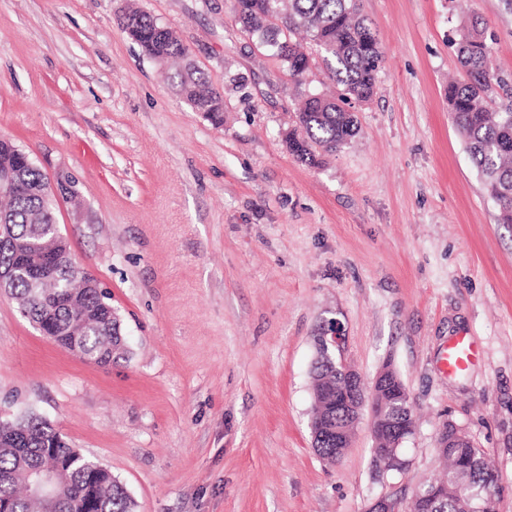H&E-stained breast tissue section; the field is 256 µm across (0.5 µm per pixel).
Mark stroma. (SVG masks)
<instances>
[{"mask_svg": "<svg viewBox=\"0 0 512 512\" xmlns=\"http://www.w3.org/2000/svg\"><path fill=\"white\" fill-rule=\"evenodd\" d=\"M171 27L224 96L194 111L121 27ZM383 67L359 133L319 166L283 133L294 83L233 0H0V138L74 181L56 215L110 295L130 353L103 367L48 340L0 292V418L35 412L104 463L137 512H366L439 472L462 429L512 512V225L497 221L452 124L461 20L512 85L507 0H361ZM340 320L365 378L391 362L415 431L378 478L359 424L336 464L312 448L316 336ZM468 337L478 356L442 367Z\"/></svg>", "mask_w": 512, "mask_h": 512, "instance_id": "35a3bbf8", "label": "stroma"}]
</instances>
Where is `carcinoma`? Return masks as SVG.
I'll return each instance as SVG.
<instances>
[{
	"label": "carcinoma",
	"mask_w": 512,
	"mask_h": 512,
	"mask_svg": "<svg viewBox=\"0 0 512 512\" xmlns=\"http://www.w3.org/2000/svg\"><path fill=\"white\" fill-rule=\"evenodd\" d=\"M236 20L256 39L267 56L277 59L298 85L312 72L313 57L303 44L294 40L302 31L323 56L334 91L316 96L299 91V129L288 131L289 151L300 161L316 166L319 156L314 147L334 152L347 144L358 131L350 101H364L374 92L384 58L370 24L363 18L359 0H236ZM123 28L139 41L149 55L179 59L182 69L173 82L188 103L200 112L211 113L216 123L223 121V97L209 82L202 69L189 57L178 37L150 15L132 11L125 15ZM457 58L467 74L464 82L448 83V109L465 141L472 162L482 176L488 195L494 201L501 224H512V104L493 107L497 89L485 28L474 19L466 25L457 42ZM17 145L0 139V169L15 171L19 190L5 196L0 208V224L10 226V240L0 243V268L9 267L16 249L30 258L39 257L35 242L58 231L56 200L48 190L45 173L36 163L19 159ZM59 287L35 288L24 278L9 284V294L20 312L33 324L53 330V340L69 347V337L61 328L81 319L80 352L102 366L127 354L124 336L112 327L108 293L85 288L66 268L58 271ZM336 436L328 433L316 452L330 464L336 463L333 448ZM62 465L64 478L52 508L29 496L27 476L38 469L45 453ZM448 461V497L434 504V512H464L468 497L475 491L484 496L485 512H494L499 493V474L484 461V453L467 442ZM0 501L10 504L11 512H136V502L123 483L96 458L70 447L63 435L47 420L27 415L0 424Z\"/></svg>",
	"instance_id": "1"
}]
</instances>
